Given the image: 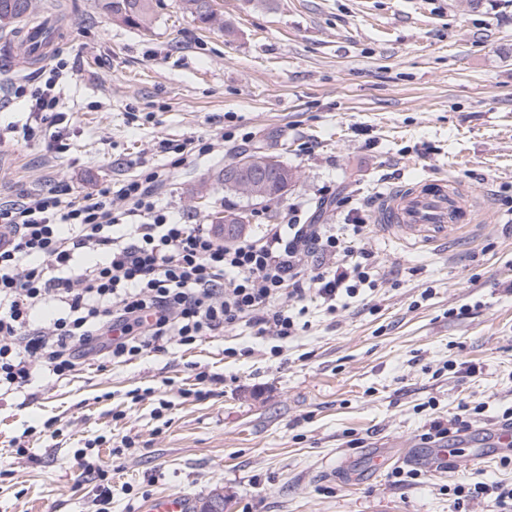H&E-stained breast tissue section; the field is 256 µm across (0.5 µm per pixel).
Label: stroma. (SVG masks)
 Segmentation results:
<instances>
[{"mask_svg":"<svg viewBox=\"0 0 512 512\" xmlns=\"http://www.w3.org/2000/svg\"><path fill=\"white\" fill-rule=\"evenodd\" d=\"M37 4L62 31L72 149L0 142V203L61 180L119 182L167 166L159 141L203 136L213 152L160 190L171 215L203 224L243 208L247 235L293 207L312 224L361 216L373 286L333 313L282 297L306 324L286 339L243 324L63 378L37 366L34 385L0 395V512H94L102 485L105 512L173 492L199 507L223 494L224 512H457L449 488L512 483L488 436L512 408V0H215L229 36L198 28L178 0H153L148 31L97 0ZM35 74L0 53V125L25 123L11 86ZM257 148L297 172L277 200L224 186L225 165ZM440 175L474 193L477 224L440 247L376 226L381 194ZM331 186L350 206L321 203ZM461 362L476 375L456 374ZM464 399L486 409L461 461L393 484L392 469L426 452L430 421ZM378 452L389 465L377 471Z\"/></svg>","mask_w":512,"mask_h":512,"instance_id":"stroma-1","label":"stroma"}]
</instances>
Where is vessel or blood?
<instances>
[{"instance_id":"obj_1","label":"vessel or blood","mask_w":512,"mask_h":512,"mask_svg":"<svg viewBox=\"0 0 512 512\" xmlns=\"http://www.w3.org/2000/svg\"><path fill=\"white\" fill-rule=\"evenodd\" d=\"M477 221L474 197L455 181L440 177L382 195L376 222L415 243L442 244L465 224ZM140 512H193L190 496L169 493L148 499Z\"/></svg>"}]
</instances>
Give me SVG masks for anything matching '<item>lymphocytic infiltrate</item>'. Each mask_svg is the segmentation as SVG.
Returning a JSON list of instances; mask_svg holds the SVG:
<instances>
[{"mask_svg":"<svg viewBox=\"0 0 512 512\" xmlns=\"http://www.w3.org/2000/svg\"><path fill=\"white\" fill-rule=\"evenodd\" d=\"M61 67L15 85L28 118L0 127V139L21 132L56 154L69 151L59 109ZM214 148L188 138L168 168L143 167L133 178L80 191L60 182L0 203V390L30 385L35 365L61 377L93 356L125 362L148 350L190 345L234 328L286 338L298 323L278 307L283 293L335 310L369 280L372 255L353 249L369 231L355 218L351 236L335 224H265L224 244L211 225L183 224L157 202L171 170ZM316 258L314 267L302 256ZM52 306L57 315L42 323ZM484 403L460 402L447 421H431L423 443L441 446L469 430Z\"/></svg>","mask_w":512,"mask_h":512,"instance_id":"1","label":"lymphocytic infiltrate"}]
</instances>
